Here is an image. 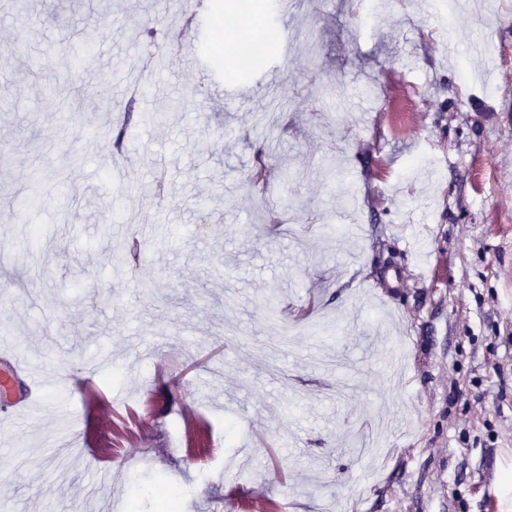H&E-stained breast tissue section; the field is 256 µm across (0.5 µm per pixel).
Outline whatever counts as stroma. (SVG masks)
Here are the masks:
<instances>
[{
  "instance_id": "stroma-1",
  "label": "stroma",
  "mask_w": 512,
  "mask_h": 512,
  "mask_svg": "<svg viewBox=\"0 0 512 512\" xmlns=\"http://www.w3.org/2000/svg\"><path fill=\"white\" fill-rule=\"evenodd\" d=\"M23 2L0 330L44 402L0 425V512H155L160 477L180 512H512V0H300L245 75L185 53L253 25L214 0ZM132 78L166 89L118 152Z\"/></svg>"
}]
</instances>
